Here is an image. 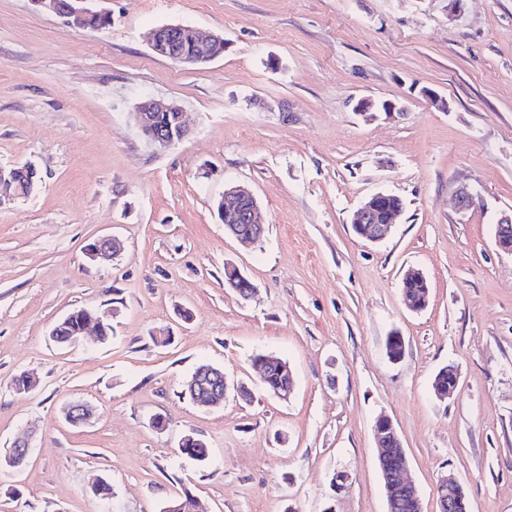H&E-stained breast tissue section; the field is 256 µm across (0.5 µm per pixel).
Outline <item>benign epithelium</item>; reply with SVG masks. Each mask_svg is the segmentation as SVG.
Returning a JSON list of instances; mask_svg holds the SVG:
<instances>
[{
    "mask_svg": "<svg viewBox=\"0 0 512 512\" xmlns=\"http://www.w3.org/2000/svg\"><path fill=\"white\" fill-rule=\"evenodd\" d=\"M41 7L52 10L66 19L69 26L74 27L82 17L96 12L93 8L94 0H71V5L64 7L60 0H33ZM169 34L173 41L185 43L193 39L200 49L195 56H186L173 50L168 53V59L184 66L200 67L210 63L205 55L206 47L222 40V37L209 32L194 30L181 24L170 25ZM168 112L173 114V121L169 126L160 128L154 123L153 113ZM136 127L147 138L148 142L160 149L169 148L182 142L188 135V128L184 120V112L179 104L172 101L164 103L151 97H145L132 113ZM388 194L377 192L365 199L354 214L353 224L358 229L359 237L369 243H380L386 239L393 227V222L385 224L375 223L379 210L383 208ZM224 207L221 208L224 221V231L231 237L245 242L257 243L264 233V225L258 218V201L253 191L245 186L236 185L224 190ZM497 247L512 254V214L501 217L495 230ZM121 252L120 240L115 236L100 237L95 246L86 250V258L91 262L106 261L116 258ZM229 287L240 290L247 287L242 297L248 298L253 292L249 287L250 281L235 265L226 264ZM188 390L193 395L192 401L202 407H214L224 401L229 388L236 389L242 397L251 395L249 387L237 382L230 384L224 369L214 365H205L199 370V376L187 382ZM66 420L73 425L84 424L94 415L93 408L84 402H72L64 408ZM373 435L377 448V460L381 470L383 486L387 504V512H392L396 493L400 492L415 501L421 497L415 485L407 476L405 452L400 436L388 418H380L373 428ZM29 454V443L18 440L13 443L8 452L0 456V462L12 468L19 467ZM439 505V512H457L463 498L467 496L465 486L453 474L442 476L435 487Z\"/></svg>",
    "mask_w": 512,
    "mask_h": 512,
    "instance_id": "benign-epithelium-1",
    "label": "benign epithelium"
}]
</instances>
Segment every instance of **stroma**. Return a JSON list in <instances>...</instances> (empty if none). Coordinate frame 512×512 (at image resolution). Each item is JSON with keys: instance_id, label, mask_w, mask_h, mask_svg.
Listing matches in <instances>:
<instances>
[{"instance_id": "obj_1", "label": "stroma", "mask_w": 512, "mask_h": 512, "mask_svg": "<svg viewBox=\"0 0 512 512\" xmlns=\"http://www.w3.org/2000/svg\"><path fill=\"white\" fill-rule=\"evenodd\" d=\"M106 7L110 27L79 30L0 0V166L42 176L36 195L0 200V453L30 445L24 467L0 468V512H160L187 493L208 512H386L383 416L424 512L447 472L470 512H512V255L495 243L512 213V0H466L455 17L444 0ZM176 23L223 34V57L189 69L155 55L145 33ZM146 96L181 104L189 137L149 146L131 117ZM362 100L400 114L365 119ZM235 183L261 207L253 245L213 209ZM462 187L476 207L458 209ZM376 192L404 207L370 244L350 218ZM104 235L123 251L89 262ZM229 263L250 297L227 286ZM410 268L430 284L419 313L401 296ZM78 306L111 324L107 342L51 339ZM260 353L290 364L288 399L263 388ZM207 363L251 400L196 407L183 383ZM445 366L458 386L442 400ZM23 372L28 393L11 386ZM72 401L97 416L69 424ZM188 434L206 461L180 454ZM103 478L112 499L93 491Z\"/></svg>"}]
</instances>
